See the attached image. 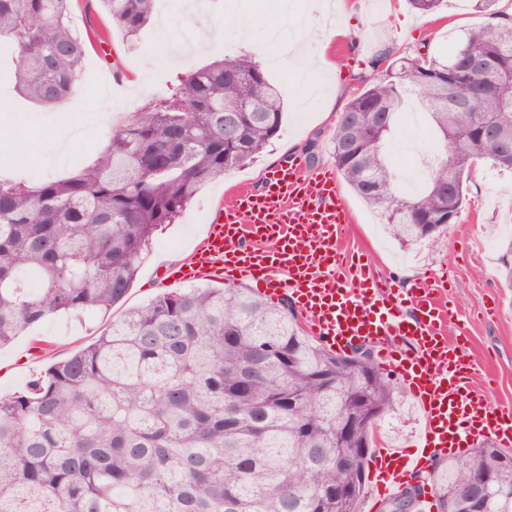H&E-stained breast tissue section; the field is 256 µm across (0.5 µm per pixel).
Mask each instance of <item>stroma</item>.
I'll use <instances>...</instances> for the list:
<instances>
[{"label":"stroma","mask_w":512,"mask_h":512,"mask_svg":"<svg viewBox=\"0 0 512 512\" xmlns=\"http://www.w3.org/2000/svg\"><path fill=\"white\" fill-rule=\"evenodd\" d=\"M84 3L72 0V16L80 29L92 26L106 31L108 38L86 53L84 80L91 89L78 93V110H71L66 101L52 108L38 106L21 97L12 81L0 80V99L12 110L8 124L0 125V157L14 158L27 141L41 143L32 163L17 170L29 183L64 176L89 164L106 144L114 124L185 71L227 53L263 61L267 45L260 39H239L227 21L230 13L240 12L261 33L279 26L283 9L307 16L312 50H324L338 68L330 74L314 73L319 92L312 111H303L301 102L285 100L279 137L253 161L208 185L176 223L157 232L139 260L137 277L123 303L79 319L66 316L45 322L39 334L54 343L48 354L34 356L26 336L0 348L2 397L23 390L50 364L87 345L128 308L173 290V282L164 276L166 266L188 256L204 235L213 210L240 187L261 188L267 169L293 157L304 159L309 169L333 167L329 141L339 111L356 78L370 75L369 62L378 52L388 48L399 56L445 58L468 30L484 21L469 0H448L447 6L430 16L414 13L406 0H355L348 19L351 37L328 41L316 13L309 10L310 0H204L192 24L207 30V40L177 55L173 49L181 46L183 33L169 29L164 10H157L132 46L105 14L86 12ZM69 124L79 125L83 135L63 159L57 131ZM337 189L349 216L340 240L343 251L360 256L366 273L400 290L410 288L421 276H434L435 287L459 312L449 335L465 340L475 357L483 359L482 381L490 401L512 404V172L488 164L477 168L456 224L449 226L437 247L424 241L400 244L386 230L380 213L367 207L345 182H338ZM423 426V414L414 399L401 394L393 412L377 428L373 445L410 450Z\"/></svg>","instance_id":"1"}]
</instances>
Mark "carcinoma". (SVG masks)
I'll return each instance as SVG.
<instances>
[{"label": "carcinoma", "instance_id": "obj_1", "mask_svg": "<svg viewBox=\"0 0 512 512\" xmlns=\"http://www.w3.org/2000/svg\"><path fill=\"white\" fill-rule=\"evenodd\" d=\"M156 0H86L133 43ZM420 15L446 0H407ZM499 0H472L486 22L446 59L372 62L331 135L337 171L402 244L439 242L427 218L461 211L479 162L485 117L512 116V17ZM91 34L71 0H0V46L16 58L17 88L52 106L82 85ZM470 105L454 108L441 84ZM430 117L442 157L408 196L385 141L408 97ZM248 106L224 132V106ZM282 94L250 56L191 69L112 130L94 162L30 186L0 176V346L55 315L123 300L156 231L199 193L279 136ZM39 272L26 288L23 269ZM360 428H338L354 399ZM396 387L373 352L350 357L304 334L287 302L240 284L184 288L133 308L25 390L0 397V512H358L367 456ZM488 475L506 490L489 512H512V450L490 439L433 472L437 512H468L458 487ZM349 488L347 502L336 488Z\"/></svg>", "mask_w": 512, "mask_h": 512}]
</instances>
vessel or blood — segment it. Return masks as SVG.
<instances>
[{
    "mask_svg": "<svg viewBox=\"0 0 512 512\" xmlns=\"http://www.w3.org/2000/svg\"><path fill=\"white\" fill-rule=\"evenodd\" d=\"M301 159L272 167L260 190L245 189L219 208L204 238L185 262L167 268L175 282L231 277L273 300L290 298L311 333L326 348L344 353L375 348L379 364L395 372L423 411L414 455L377 449L370 482L371 508L412 486L430 458L465 452L491 437L512 446V405L492 406L474 381L479 368L467 347L443 329L458 313L418 278L407 292L361 271L342 251L347 222L333 171L303 177ZM356 268L345 282L340 272Z\"/></svg>",
    "mask_w": 512,
    "mask_h": 512,
    "instance_id": "obj_1",
    "label": "vessel or blood"
}]
</instances>
